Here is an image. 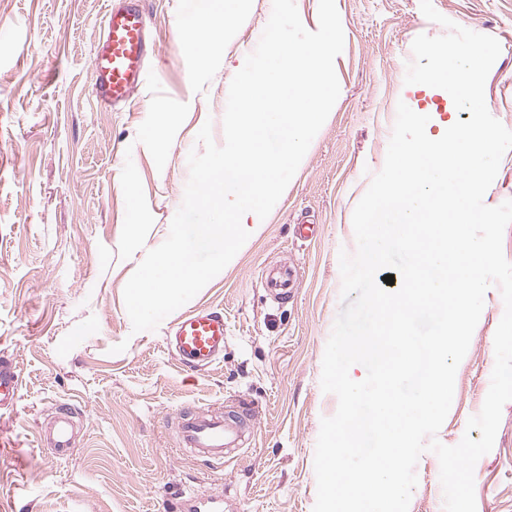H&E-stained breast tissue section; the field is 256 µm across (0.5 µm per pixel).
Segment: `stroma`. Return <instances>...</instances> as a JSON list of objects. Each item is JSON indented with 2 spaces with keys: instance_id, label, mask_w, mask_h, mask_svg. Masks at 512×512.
I'll return each instance as SVG.
<instances>
[{
  "instance_id": "35a3bbf8",
  "label": "stroma",
  "mask_w": 512,
  "mask_h": 512,
  "mask_svg": "<svg viewBox=\"0 0 512 512\" xmlns=\"http://www.w3.org/2000/svg\"><path fill=\"white\" fill-rule=\"evenodd\" d=\"M108 0H0V359L21 380L0 411V512H181L215 498L223 512H313L322 418L338 408L321 389L322 360L340 313V252L355 254L352 214L385 162L398 103L429 108L443 134L451 96L405 84L412 43L444 35L420 0H336L344 49L340 95L237 262L153 331L133 332L124 287L168 237L189 179L188 154L211 123L223 145L229 84L270 18L272 0H229L208 61L181 41L192 0H146L154 48L129 106L97 110L91 56ZM501 52L485 82L491 115L512 130V0H432ZM317 224L309 240L297 224ZM294 269L289 299L262 285ZM224 310L223 359L193 373L168 346L179 315ZM504 304L485 295L480 320L437 433L460 442L479 414L495 363ZM77 422L69 455L39 440L59 403ZM221 408L253 429L250 444L208 465L178 448L182 410ZM408 512H444L440 465L422 453ZM476 512H512V401L492 450L474 468Z\"/></svg>"
}]
</instances>
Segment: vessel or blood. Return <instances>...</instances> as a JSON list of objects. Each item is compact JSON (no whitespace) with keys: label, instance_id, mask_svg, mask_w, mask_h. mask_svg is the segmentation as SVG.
<instances>
[{"label":"vessel or blood","instance_id":"obj_1","mask_svg":"<svg viewBox=\"0 0 512 512\" xmlns=\"http://www.w3.org/2000/svg\"><path fill=\"white\" fill-rule=\"evenodd\" d=\"M143 0H111L104 16V37L91 62L92 92L98 106L115 109L130 99L147 73L149 40ZM170 344L190 368L213 364L224 354L223 312L201 308L182 317L171 329ZM20 380L10 365L0 366V409L16 404ZM71 405L61 406L45 429L58 455L72 448ZM178 445L207 463L223 461L249 440L235 415L220 410L184 411L176 419Z\"/></svg>","mask_w":512,"mask_h":512}]
</instances>
